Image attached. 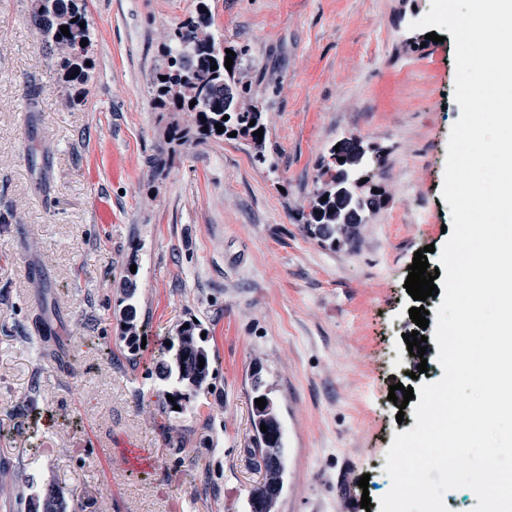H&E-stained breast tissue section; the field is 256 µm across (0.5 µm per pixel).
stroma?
Here are the masks:
<instances>
[{
	"label": "stroma",
	"instance_id": "stroma-1",
	"mask_svg": "<svg viewBox=\"0 0 512 512\" xmlns=\"http://www.w3.org/2000/svg\"><path fill=\"white\" fill-rule=\"evenodd\" d=\"M199 1L86 0L92 65L71 104L35 0H0V512H27L50 484L69 489L67 512H249L264 478L249 453L256 367L284 432L273 512H380L387 450L416 424L389 387L443 375L433 328L418 378L404 341L414 254L434 245L438 267L448 240L441 190L461 114L453 39L411 27L429 0H203L216 41L249 48L273 165L224 139L177 147L156 171L171 116L154 81ZM351 135L405 183L384 180L386 207L333 251L298 218L319 162ZM131 263L146 336L134 355L115 317ZM190 320L210 376L166 409L150 367ZM127 444L152 467H129Z\"/></svg>",
	"mask_w": 512,
	"mask_h": 512
}]
</instances>
